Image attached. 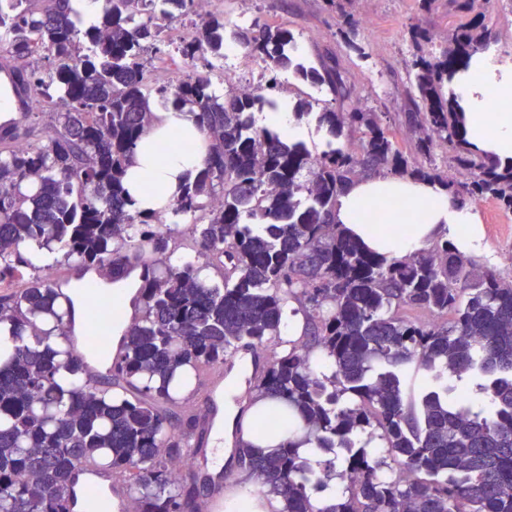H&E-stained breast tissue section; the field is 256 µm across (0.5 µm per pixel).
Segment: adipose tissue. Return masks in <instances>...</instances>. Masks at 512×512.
Wrapping results in <instances>:
<instances>
[{
    "instance_id": "ef3b65f1",
    "label": "adipose tissue",
    "mask_w": 512,
    "mask_h": 512,
    "mask_svg": "<svg viewBox=\"0 0 512 512\" xmlns=\"http://www.w3.org/2000/svg\"><path fill=\"white\" fill-rule=\"evenodd\" d=\"M473 70L472 78L451 86L466 109L467 138L501 166H510L512 74L502 73L492 60L481 57L476 58ZM173 138L185 142V149L157 158L158 146ZM208 147L209 140L192 113H154L126 170L124 185L131 209L167 210L180 186L202 166ZM336 221L386 258L416 253L444 237L466 254L482 247V226L470 207L454 201L444 185L432 181L399 176L355 181L338 199Z\"/></svg>"
}]
</instances>
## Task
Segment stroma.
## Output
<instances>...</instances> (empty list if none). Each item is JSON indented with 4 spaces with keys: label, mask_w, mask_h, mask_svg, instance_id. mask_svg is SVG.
<instances>
[{
    "label": "stroma",
    "mask_w": 512,
    "mask_h": 512,
    "mask_svg": "<svg viewBox=\"0 0 512 512\" xmlns=\"http://www.w3.org/2000/svg\"><path fill=\"white\" fill-rule=\"evenodd\" d=\"M351 10L359 25L350 34L329 0H224V29L259 20L287 27L309 60L335 53L347 83L368 106L385 113L396 141L411 149L416 135L404 119L414 92L407 74L415 52L409 28L416 24L428 31V48L438 53L458 19L449 14L447 0H436L429 11L421 10L420 0H355ZM472 208L485 230L479 261L511 280L512 212L491 198L473 201Z\"/></svg>",
    "instance_id": "35a3bbf8"
}]
</instances>
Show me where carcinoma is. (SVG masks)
<instances>
[{
	"instance_id": "carcinoma-1",
	"label": "carcinoma",
	"mask_w": 512,
	"mask_h": 512,
	"mask_svg": "<svg viewBox=\"0 0 512 512\" xmlns=\"http://www.w3.org/2000/svg\"><path fill=\"white\" fill-rule=\"evenodd\" d=\"M193 2L105 0L86 26L75 0H0V43L15 59L47 60L26 71L31 125L55 120L45 141L0 147V330L14 341L0 350V512H70L69 482L86 465L131 480L130 512H179L191 491L172 468L199 452L188 439L200 424L182 392L243 347L283 345L288 312L302 316L303 338L254 360L251 412L237 417L235 435L246 423L274 437L296 416L304 436L271 453L236 443L259 494L280 498L282 512H512V281L442 239L380 258L335 222L338 197L364 175L440 181L456 200L490 196L512 211V166L471 148L444 92L494 42L476 0H448L459 17L450 45L410 64L414 162L381 113L353 98L338 64L306 63L286 29L256 22L233 38L271 72L327 88L337 106L318 124L335 137L362 131L359 153L314 156L256 126L253 109L267 102L258 90L221 96L202 71L176 86L155 82L145 55L157 32L144 17L174 18ZM179 53L224 58V15L200 20ZM157 104L195 113L211 138L196 178L169 204L195 240L178 264L179 225L131 212L124 187ZM438 144L453 151L457 176L437 167ZM22 247L58 258L37 267ZM140 264L144 280L128 278ZM59 266H94L101 279L64 294L46 276ZM95 290L117 296L114 358L71 348ZM90 359L111 367L105 381L89 375ZM256 393L274 403L254 407ZM304 443L315 444L317 464L302 457ZM395 469L408 477H391ZM332 482L336 496L315 506ZM85 508L122 504L87 495Z\"/></svg>"
}]
</instances>
